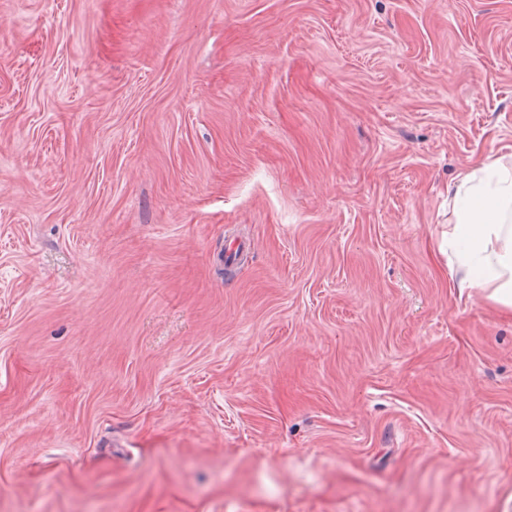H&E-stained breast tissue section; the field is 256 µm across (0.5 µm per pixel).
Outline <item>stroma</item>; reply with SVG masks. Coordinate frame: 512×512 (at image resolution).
<instances>
[{"label":"stroma","instance_id":"stroma-1","mask_svg":"<svg viewBox=\"0 0 512 512\" xmlns=\"http://www.w3.org/2000/svg\"><path fill=\"white\" fill-rule=\"evenodd\" d=\"M510 155L512 0H0V512H504ZM451 195L455 220L448 247H456L466 273L460 296L467 289L489 290L488 298L512 313V168L488 157L463 176Z\"/></svg>","mask_w":512,"mask_h":512}]
</instances>
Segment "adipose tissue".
Listing matches in <instances>:
<instances>
[{
	"mask_svg": "<svg viewBox=\"0 0 512 512\" xmlns=\"http://www.w3.org/2000/svg\"><path fill=\"white\" fill-rule=\"evenodd\" d=\"M455 220L448 243L466 273L460 290L481 288L512 313V168L485 159L451 192Z\"/></svg>",
	"mask_w": 512,
	"mask_h": 512,
	"instance_id": "1",
	"label": "adipose tissue"
}]
</instances>
